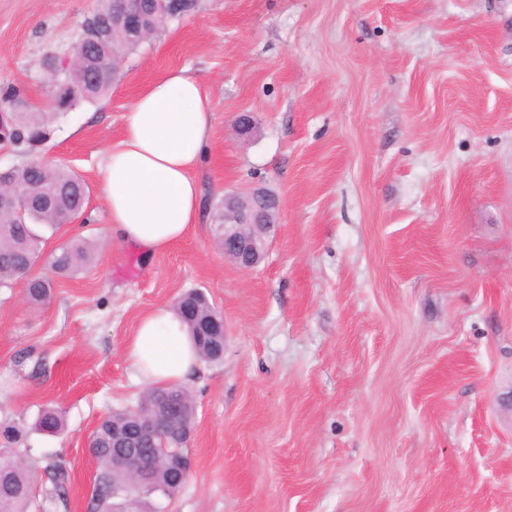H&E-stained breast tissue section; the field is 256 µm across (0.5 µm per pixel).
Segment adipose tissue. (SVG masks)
Here are the masks:
<instances>
[{"instance_id": "obj_1", "label": "adipose tissue", "mask_w": 512, "mask_h": 512, "mask_svg": "<svg viewBox=\"0 0 512 512\" xmlns=\"http://www.w3.org/2000/svg\"><path fill=\"white\" fill-rule=\"evenodd\" d=\"M212 119L211 98L184 69L168 71L132 102L123 134L106 149L101 170L111 240L149 259L199 223L203 196L194 172L204 157ZM125 356L150 386L184 383L200 365L186 325L164 306L142 315Z\"/></svg>"}]
</instances>
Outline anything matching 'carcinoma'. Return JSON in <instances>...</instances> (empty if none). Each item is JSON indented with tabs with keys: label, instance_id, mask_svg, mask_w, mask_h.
Returning a JSON list of instances; mask_svg holds the SVG:
<instances>
[{
	"label": "carcinoma",
	"instance_id": "carcinoma-1",
	"mask_svg": "<svg viewBox=\"0 0 512 512\" xmlns=\"http://www.w3.org/2000/svg\"><path fill=\"white\" fill-rule=\"evenodd\" d=\"M114 6V0H99L95 12L83 22L82 32L86 33L98 26ZM142 16L146 28L151 32L161 30L173 15L154 14L148 5H142ZM84 39L73 46L71 58L73 65L81 74L78 82H73L71 74L63 80L77 90L74 104L95 103L106 97L112 90L114 80L119 78L115 71L117 60L137 49L138 44L129 39L127 32L114 30L104 50L96 52L100 57L97 69L89 68L83 52ZM22 96L16 85L7 87L0 93V114L4 113L13 121L10 131L14 138V147L28 154L46 139V112L13 113L14 101ZM32 195L53 194L67 206L80 205L86 196L85 183L75 173L59 164L49 162L37 167L28 164L15 168L12 180ZM68 220L64 210H35L25 217V223L13 222L10 213L0 214V288H23L26 300L40 305L51 295L49 281L31 275L38 262L42 245L46 242V231L57 232ZM89 249L84 242L65 243L57 248L53 264L57 273L68 275L88 263ZM189 301L194 305L190 318H183L193 338L197 351L204 361L214 362L224 355L223 327L217 324L221 320L218 312L208 299L198 291L186 292L176 302L177 313H182L181 302ZM163 395L180 406V413L167 424V446L186 448L175 439L183 429H190L195 419V404L191 393L183 386L150 388L140 396L138 403L161 411L157 403ZM138 426L133 410L129 408L112 410L105 415L88 438L87 448L97 464V475L92 494V512H124L126 496L133 483L128 471L120 464L117 446L125 432ZM35 429L53 435L64 431L62 411L46 405L42 407L34 423ZM28 448L24 446L22 431L8 420L0 421V512H48L52 505L63 498L64 485L69 474L61 463L52 461L44 467L51 487L42 491V498L36 499L33 492L38 477V468L27 460ZM180 490L171 482V478L160 463L149 467L145 485L136 493L137 512H164L165 506L157 499H172Z\"/></svg>",
	"mask_w": 512,
	"mask_h": 512
}]
</instances>
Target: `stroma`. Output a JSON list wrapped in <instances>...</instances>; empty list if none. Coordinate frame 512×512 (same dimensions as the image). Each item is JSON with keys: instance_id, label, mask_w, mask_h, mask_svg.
Listing matches in <instances>:
<instances>
[{"instance_id": "stroma-1", "label": "stroma", "mask_w": 512, "mask_h": 512, "mask_svg": "<svg viewBox=\"0 0 512 512\" xmlns=\"http://www.w3.org/2000/svg\"><path fill=\"white\" fill-rule=\"evenodd\" d=\"M98 5L0 0V86L45 111L42 61ZM180 68L214 104L204 214L147 261L103 238L100 166ZM33 154L88 187L33 269L51 299L0 288V416L64 415L28 437L70 474L50 512H90L88 437L144 390L126 342L189 290L222 312L224 355L186 384L194 467L165 512H512V0H197ZM254 187L277 195V230L243 271L212 219ZM70 241L95 259L62 276L49 255ZM35 429L53 435L64 431V418L62 411L53 406L42 407L34 423Z\"/></svg>"}]
</instances>
